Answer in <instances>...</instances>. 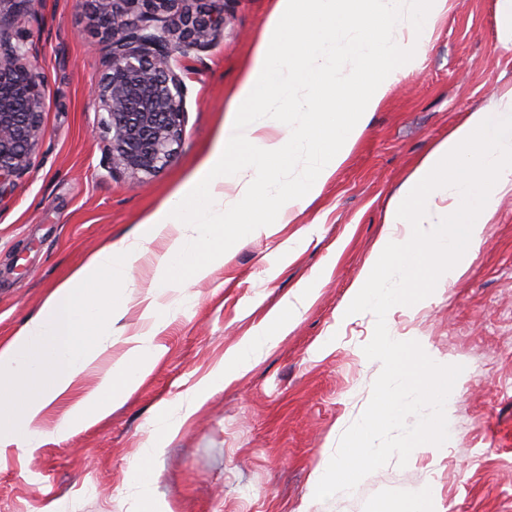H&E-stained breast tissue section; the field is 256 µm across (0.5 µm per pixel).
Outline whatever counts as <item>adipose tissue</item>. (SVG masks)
<instances>
[{
    "mask_svg": "<svg viewBox=\"0 0 512 512\" xmlns=\"http://www.w3.org/2000/svg\"><path fill=\"white\" fill-rule=\"evenodd\" d=\"M447 0H277L264 38L236 95L235 105L208 159L143 223L144 233L94 252L58 283L38 314L0 345V447L33 452L45 413L67 403L60 431L103 419L113 402L140 385L148 365L142 336L130 339L124 357L91 391L77 380L102 351L104 337L124 333L119 322L131 305L154 316L164 288L207 278L214 246L231 252L233 241L272 233L302 202L319 196L365 131L390 86L415 65L416 52L433 34ZM356 60L355 80L337 85L336 38ZM305 96H294L295 88ZM354 101L350 112L334 109L337 98ZM303 113L308 122L296 139L277 137L272 116ZM315 156L295 190L270 196L272 173L288 168L299 151ZM512 192V87L494 108L467 112L409 173L389 205L388 231L375 244L353 283L344 309L387 315L394 304H415L425 291L410 287L420 268L433 282L456 279L467 247L503 194ZM234 196L220 222L208 220L214 203ZM445 201V220L428 225V211ZM168 242L157 256L158 279L146 292L129 290L134 261L154 240ZM314 296L298 288L273 315L274 331L245 337L200 384L223 386L249 370L260 354L284 338L299 308Z\"/></svg>",
    "mask_w": 512,
    "mask_h": 512,
    "instance_id": "ef3b65f1",
    "label": "adipose tissue"
}]
</instances>
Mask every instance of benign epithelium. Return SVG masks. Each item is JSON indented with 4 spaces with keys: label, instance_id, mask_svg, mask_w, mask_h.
<instances>
[{
    "label": "benign epithelium",
    "instance_id": "1",
    "mask_svg": "<svg viewBox=\"0 0 512 512\" xmlns=\"http://www.w3.org/2000/svg\"><path fill=\"white\" fill-rule=\"evenodd\" d=\"M104 34V72L92 86L97 129L111 170L152 175L174 158L186 116L182 61L212 44L228 21L224 3L95 0ZM165 13L170 24L154 25ZM12 16L0 14V183L26 173L43 136L45 76Z\"/></svg>",
    "mask_w": 512,
    "mask_h": 512
}]
</instances>
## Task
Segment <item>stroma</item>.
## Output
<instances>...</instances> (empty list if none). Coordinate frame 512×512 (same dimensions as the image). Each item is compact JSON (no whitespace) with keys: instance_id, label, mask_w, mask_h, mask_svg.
Listing matches in <instances>:
<instances>
[{"instance_id":"obj_1","label":"stroma","mask_w":512,"mask_h":512,"mask_svg":"<svg viewBox=\"0 0 512 512\" xmlns=\"http://www.w3.org/2000/svg\"><path fill=\"white\" fill-rule=\"evenodd\" d=\"M275 0H224L228 22L186 61V123L173 161L148 176L110 173L89 90L103 34L94 0H39L20 28L47 86L45 135L28 173L0 185V341L34 317L47 291L110 242L133 234L208 156ZM497 0H447L416 68L400 76L320 196L279 232L214 256L200 285L161 299L152 329L141 307L126 335L153 331L161 350L138 389L104 419L72 433L42 420L39 447L0 456V512H138L141 465L159 512H400L428 491L431 512H512V192L504 195L464 273L419 304L394 308L387 328L435 362L459 364L455 431L440 451L414 449L350 493L314 498L345 429L360 417L381 365L363 347L375 318L343 316L351 284L386 232L385 214L416 161L462 113L492 107L512 86V48L496 41ZM316 282L288 335L254 367L195 394L225 353L264 325L301 285ZM179 424L158 435V419Z\"/></svg>"}]
</instances>
